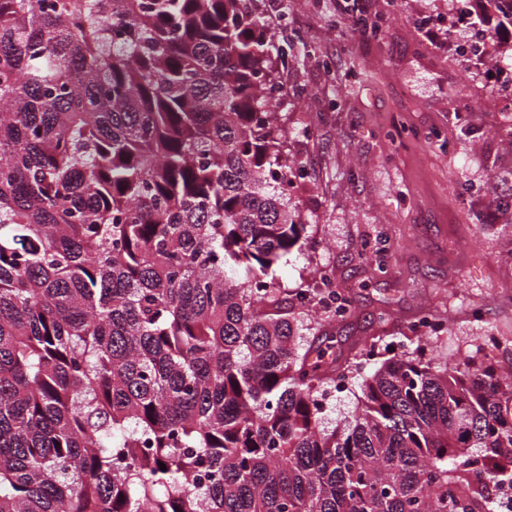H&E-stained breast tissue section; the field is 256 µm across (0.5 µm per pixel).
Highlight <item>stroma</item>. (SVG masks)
<instances>
[{"label": "stroma", "mask_w": 512, "mask_h": 512, "mask_svg": "<svg viewBox=\"0 0 512 512\" xmlns=\"http://www.w3.org/2000/svg\"><path fill=\"white\" fill-rule=\"evenodd\" d=\"M476 4L366 0L352 16L336 0H258L285 52L283 127L303 166L289 204L309 226L274 278L316 288L332 270L351 314L317 310L309 336H330L338 354L381 336L416 355L408 337L424 310L445 322L425 357L512 341V37L487 43L494 70L465 62Z\"/></svg>", "instance_id": "stroma-1"}]
</instances>
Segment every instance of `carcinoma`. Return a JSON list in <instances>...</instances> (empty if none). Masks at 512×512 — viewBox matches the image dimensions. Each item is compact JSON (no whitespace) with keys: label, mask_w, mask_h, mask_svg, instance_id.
<instances>
[{"label":"carcinoma","mask_w":512,"mask_h":512,"mask_svg":"<svg viewBox=\"0 0 512 512\" xmlns=\"http://www.w3.org/2000/svg\"><path fill=\"white\" fill-rule=\"evenodd\" d=\"M256 0H0V512H499L512 357L348 379ZM165 464L166 470L160 469Z\"/></svg>","instance_id":"obj_1"}]
</instances>
